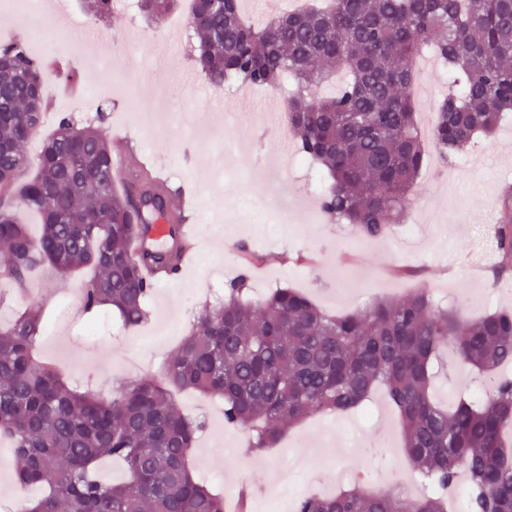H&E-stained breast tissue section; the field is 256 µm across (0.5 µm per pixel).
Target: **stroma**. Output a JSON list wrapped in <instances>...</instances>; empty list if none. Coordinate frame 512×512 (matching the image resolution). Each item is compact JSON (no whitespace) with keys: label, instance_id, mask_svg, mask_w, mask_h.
<instances>
[{"label":"stroma","instance_id":"obj_1","mask_svg":"<svg viewBox=\"0 0 512 512\" xmlns=\"http://www.w3.org/2000/svg\"><path fill=\"white\" fill-rule=\"evenodd\" d=\"M144 22L133 9L116 11L111 23L94 25L98 37L111 44L113 60L126 66L129 87L116 86L111 73L97 68L89 57L67 51L71 67L61 76L63 85L93 88L96 97L73 104L60 88L53 89L55 104L43 119L39 138L52 135L65 115L77 125L92 124L109 135L127 134L131 145L171 170L172 185L194 192L200 189L197 176L212 172L221 162L225 136L236 137L242 160L203 199L198 222L204 263L191 265L178 281L155 287L148 302L149 318L140 326L122 328L109 308L85 313L82 276L64 278L48 268L38 272L32 288L45 298L39 355L72 383L109 389L125 377V359L141 349L147 357L137 376H160L187 330L185 317L193 316L207 297H221V290L211 287L215 270H222L223 281L232 280L242 270L246 251L256 257L248 272L257 297L272 288L292 286L326 310L345 313L424 285L438 299L462 301L468 316L512 309V283L498 292L482 273L495 261L493 234L500 190L512 185V132L506 123H499L493 134L480 137L454 159L451 170L430 160L405 221L390 225L383 237L364 238L351 225L327 223L323 213L303 205L285 225L277 216L255 211L253 200L265 196L269 185L250 174L281 158L293 141L288 132L252 124L251 116L265 100L285 99L290 85L214 89L196 71L182 43L168 65L157 68L155 44L135 35ZM164 94L173 102V113L186 119L176 136L165 126L137 119L139 102ZM213 112L227 113L226 133L200 130L198 117ZM401 264L421 268V277L389 276V269ZM477 392L474 369L461 362L434 387L436 401L444 406L454 404L461 394ZM176 400L184 412L206 415L211 421L202 442L193 448L198 474L228 501L243 485L262 487L250 512H268L273 503L281 504V512H293L295 500L317 492L318 481L332 464L342 473L341 488L367 483L375 468L366 454L370 448L382 449L387 480L411 474L404 463L398 414L381 390L373 394L366 411L313 415L261 459L247 453V431L225 426L221 403L187 392ZM348 433L360 438L361 447L329 459L322 449L325 440ZM299 451L303 461L288 483H281L277 468Z\"/></svg>","mask_w":512,"mask_h":512}]
</instances>
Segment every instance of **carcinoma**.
Masks as SVG:
<instances>
[{"label":"carcinoma","mask_w":512,"mask_h":512,"mask_svg":"<svg viewBox=\"0 0 512 512\" xmlns=\"http://www.w3.org/2000/svg\"><path fill=\"white\" fill-rule=\"evenodd\" d=\"M95 22L112 19V0H84ZM179 0H138L154 28ZM192 56L215 89L229 82L276 85L286 75L288 124L298 150L324 171L328 220L366 238L384 235L406 213L425 162L413 89L418 60L433 49L460 88L434 106L431 139L444 161L512 112V0H331L324 9L244 21L239 0H192ZM0 275L27 297L0 329V440L12 445L15 479L32 491L26 512H226L224 497L193 475L190 456L203 422L178 408L173 392L224 399V421L250 434L248 451L277 446L288 427L316 412L360 406L379 386L400 414L404 448L424 483L405 497L385 486L333 496L304 495L294 512H445L444 493L464 472L469 512H512V455L501 431L512 422V311L478 318L436 302L420 288L345 315L331 314L293 288L247 299L246 273L224 298L203 306L164 370L102 397L70 388L33 358L42 296L29 279L42 265L61 274L91 268L83 307L115 310L124 326L147 317L153 288L143 269H178L177 249L134 252L148 224L169 206V191L138 180L112 184V139L64 116L32 160L28 145L46 110L45 69L24 40L0 44ZM342 72L335 94L311 88ZM35 162V177L21 175ZM22 205L42 218L31 237L16 222ZM492 284L512 280V186L504 188L494 231ZM487 375L480 403L451 409L431 393L441 349ZM119 458L128 477L96 476Z\"/></svg>","instance_id":"1"}]
</instances>
